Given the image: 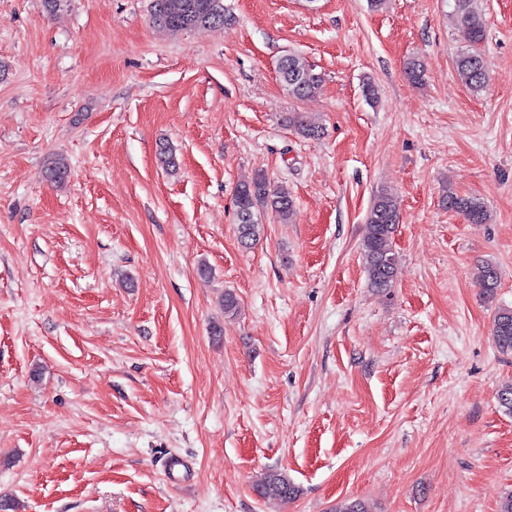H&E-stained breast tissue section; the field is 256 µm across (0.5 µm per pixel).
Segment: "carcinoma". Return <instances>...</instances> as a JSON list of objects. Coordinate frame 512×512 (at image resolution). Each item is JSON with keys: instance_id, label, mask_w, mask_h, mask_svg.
<instances>
[{"instance_id": "carcinoma-1", "label": "carcinoma", "mask_w": 512, "mask_h": 512, "mask_svg": "<svg viewBox=\"0 0 512 512\" xmlns=\"http://www.w3.org/2000/svg\"><path fill=\"white\" fill-rule=\"evenodd\" d=\"M453 17L468 35L470 48L459 53L455 68L461 82L470 90H481L488 78L487 62L480 45L486 38V20L473 6V0H454ZM231 20L224 0H153L151 21L170 31H204ZM279 77L296 99L315 95L324 78L313 66L295 54L282 58ZM288 123L305 137L319 135L320 127L300 112L288 113ZM70 173L63 156L55 157L49 166L51 181L62 184ZM443 201L448 209L463 215L471 224H487L491 214L485 202L473 196L460 195L447 189ZM237 230L242 244L252 245L261 235V214L270 212L282 223L292 220L295 212L293 198L283 188L274 186L266 175L258 172L241 181L234 196ZM400 222V214L393 197L385 190L374 195L367 211L361 241L364 265L369 285L377 290L392 287L397 273L393 249V234ZM476 281L483 294L490 298L498 288L497 269L486 264L476 273ZM490 334L495 346L503 354H512V307H500L493 316ZM255 493L264 501H288L296 498L299 488L278 470L264 472L253 483ZM330 512H372L361 500H342Z\"/></svg>"}]
</instances>
